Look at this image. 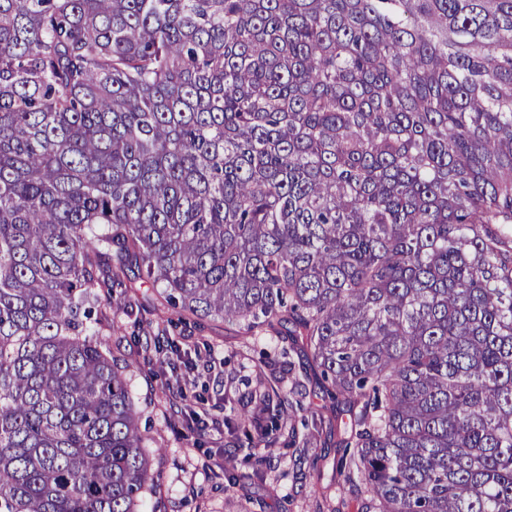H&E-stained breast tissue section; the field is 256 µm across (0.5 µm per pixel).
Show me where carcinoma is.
<instances>
[{
	"label": "carcinoma",
	"instance_id": "cac0c4a2",
	"mask_svg": "<svg viewBox=\"0 0 512 512\" xmlns=\"http://www.w3.org/2000/svg\"><path fill=\"white\" fill-rule=\"evenodd\" d=\"M104 266L312 360L247 448L308 413L360 512H512V0H0V512L157 485Z\"/></svg>",
	"mask_w": 512,
	"mask_h": 512
}]
</instances>
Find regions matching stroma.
<instances>
[{"label":"stroma","instance_id":"stroma-1","mask_svg":"<svg viewBox=\"0 0 512 512\" xmlns=\"http://www.w3.org/2000/svg\"><path fill=\"white\" fill-rule=\"evenodd\" d=\"M157 292L145 284L128 294L124 313L113 316L118 332L101 330L115 354L129 362L131 394L142 412L140 428L152 439V469L159 487L151 498L157 512H358L334 470L336 437L323 433L310 448L318 460L296 462L286 439L259 451L260 479L247 488L225 489L217 464L239 455L238 440L228 433L197 434L192 414L223 419L249 405L261 354H274L277 342L245 336L239 326L207 322L171 327ZM191 403H184V396Z\"/></svg>","mask_w":512,"mask_h":512}]
</instances>
